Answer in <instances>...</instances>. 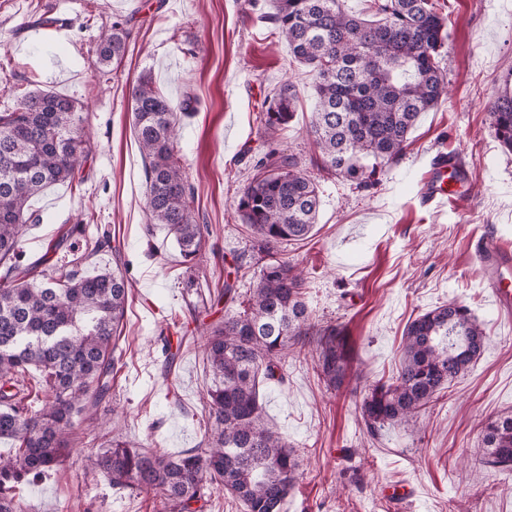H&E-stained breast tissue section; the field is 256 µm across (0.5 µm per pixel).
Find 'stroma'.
I'll list each match as a JSON object with an SVG mask.
<instances>
[{"label":"stroma","mask_w":512,"mask_h":512,"mask_svg":"<svg viewBox=\"0 0 512 512\" xmlns=\"http://www.w3.org/2000/svg\"><path fill=\"white\" fill-rule=\"evenodd\" d=\"M57 3L0 0V110L22 92L47 89L77 99L91 130L92 157L76 180L31 199L38 220L21 239L23 261L40 265L52 244L56 260L81 256L88 274L126 261L132 288L96 424L80 430L63 466L19 486L23 512H155L152 495L104 480L97 452L130 440L175 454L198 447L206 431L210 378L197 325L223 312L192 321L198 297L183 284L173 239L161 228L145 233V165L130 112L132 88L145 74L178 107L195 214L210 230L201 265L212 289L250 245L236 201L267 150L261 113L282 83L298 90L296 117L275 145L300 157L321 205L313 237L285 251L308 273L313 319L346 325L352 372L330 393L303 356L289 361L285 383L261 389L267 422L300 463L286 512H512V473L477 463L482 422L512 412V323L490 303L476 253L488 239L512 248V153L503 152L487 117L512 71V0H435L448 24L441 66L450 93L421 114L401 160L367 187L314 164L306 135L313 76L264 22L268 0H76L66 35L34 31ZM118 19L130 20L132 35L105 76L97 40ZM440 151L465 165L464 206L421 198L420 182ZM73 224L86 225L85 237L60 245ZM104 232L116 252L93 251ZM452 299L478 319L483 355L425 413L368 434L356 413L366 383L395 372L411 319ZM169 346L177 350L171 364Z\"/></svg>","instance_id":"35a3bbf8"}]
</instances>
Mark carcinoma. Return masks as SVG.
<instances>
[{
    "mask_svg": "<svg viewBox=\"0 0 512 512\" xmlns=\"http://www.w3.org/2000/svg\"><path fill=\"white\" fill-rule=\"evenodd\" d=\"M372 18L350 13L345 0H271L264 18L294 59L310 68L316 105L308 136L321 166L367 185L366 176L399 159L421 113L448 95L440 67L448 40L446 19L430 0H370ZM130 31L117 19L102 31V74L120 63ZM298 96L286 82L261 123L268 150L238 197L236 210L252 231V262L235 259V279L260 266L247 305L231 311L229 280L209 293L224 316L206 325L203 358L209 427L202 447L159 454L142 443L114 441L97 456L114 488L154 496L160 512H192L224 491L244 512H283L299 478L296 450L264 419L260 385L283 381L288 358L312 352L328 390L350 369L347 336L336 324L310 321L305 273L281 247L310 237L319 214L314 179L293 154L273 146L292 122ZM133 129L146 166L150 225L172 236L186 265L185 287L200 288L197 273L208 228L197 223L194 195L177 149L171 101L142 76L131 92ZM489 124L501 148L512 152V93L493 95ZM90 137L82 109L69 96L36 89L0 112V438L18 442L0 455V512H19L16 490L70 456L80 417L109 392L114 340L129 297L120 268L86 276L80 258L48 263L41 276L21 265L24 227L36 221L29 201L52 184L70 183L89 161ZM486 336L469 309L450 302L405 327L396 376L367 387L358 415L374 434L408 422L480 358ZM39 372L46 394L33 406L27 375ZM483 468L512 472V413L488 419L482 429Z\"/></svg>",
    "mask_w": 512,
    "mask_h": 512,
    "instance_id": "carcinoma-1",
    "label": "carcinoma"
}]
</instances>
